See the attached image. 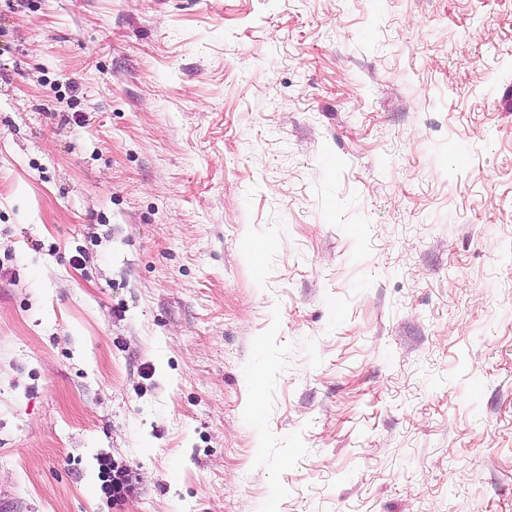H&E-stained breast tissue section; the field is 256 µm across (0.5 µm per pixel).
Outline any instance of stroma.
<instances>
[{"label": "stroma", "mask_w": 512, "mask_h": 512, "mask_svg": "<svg viewBox=\"0 0 512 512\" xmlns=\"http://www.w3.org/2000/svg\"><path fill=\"white\" fill-rule=\"evenodd\" d=\"M0 45L10 512H512V0H0ZM100 462V473L103 478L101 489L112 507L121 506L137 491L134 472L129 465L119 464L110 459H103Z\"/></svg>", "instance_id": "obj_1"}]
</instances>
